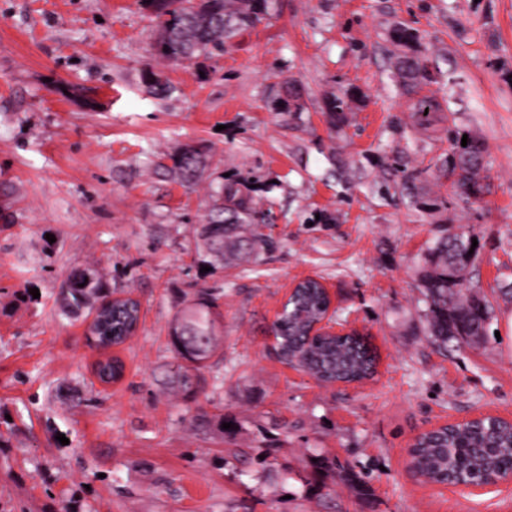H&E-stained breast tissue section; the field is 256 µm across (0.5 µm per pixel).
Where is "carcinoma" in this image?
<instances>
[{"label": "carcinoma", "instance_id": "carcinoma-1", "mask_svg": "<svg viewBox=\"0 0 512 512\" xmlns=\"http://www.w3.org/2000/svg\"><path fill=\"white\" fill-rule=\"evenodd\" d=\"M268 0H151L148 7L158 29L156 54L174 63H191L224 50L232 33L254 25L267 9ZM397 75L407 92L425 79V64L417 55L404 54L395 62ZM143 80L156 94L167 95L171 85L151 69ZM415 122L431 129L447 121L442 105L434 96H422L412 106ZM484 144L452 145L448 175L454 193L465 203H477L490 193L482 176ZM204 167L203 155L187 149L173 157L174 169L182 181L192 183ZM256 210L252 201L233 183L223 185L209 197L204 223L196 230L208 255L217 263L248 265L260 252L274 247L273 241L249 231ZM472 242L467 234L438 239L420 278L424 297L426 335L432 342L446 346L451 340L477 338L486 332L491 305L474 292L466 279L471 263L464 259ZM92 279H74L61 289L73 309H94L105 296V287L96 271ZM328 299L318 281L299 285L296 300L285 307L280 321L270 327L279 340L277 349L283 358H296L311 374L326 383L363 380L372 375L374 356L365 343L352 338L308 336L310 325L326 312ZM136 307L120 309L112 315L109 327L115 341L121 342L136 321ZM223 342V331L213 293L202 290L177 315L171 328V344L181 363L173 366L168 386L192 395L202 380V370ZM411 465L427 471L432 482L445 483L455 477L454 461L467 459L463 475L479 479L500 464L512 459V428L502 423H473L464 428H445L424 435L410 452Z\"/></svg>", "mask_w": 512, "mask_h": 512}]
</instances>
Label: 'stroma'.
<instances>
[{
	"instance_id": "stroma-1",
	"label": "stroma",
	"mask_w": 512,
	"mask_h": 512,
	"mask_svg": "<svg viewBox=\"0 0 512 512\" xmlns=\"http://www.w3.org/2000/svg\"><path fill=\"white\" fill-rule=\"evenodd\" d=\"M399 25L452 126L412 119L391 68ZM156 37L144 0H0V512H512V485L471 494L407 471L421 431L512 419V0H269L192 65L160 59ZM148 66L172 93L147 89ZM288 79L304 111L282 110ZM345 93L348 120L331 124ZM462 135L486 148L480 204L439 176ZM188 146L206 164L186 186L172 158ZM228 179L276 244L247 268L208 267L195 235ZM453 225L478 242L468 277L493 314L443 349L417 280ZM88 268L142 305L108 350L89 344L88 311L62 310ZM317 276L368 335L372 379L325 386L273 355L290 288ZM203 288L224 344L187 399L163 384L169 328ZM110 356L124 375L103 384Z\"/></svg>"
}]
</instances>
